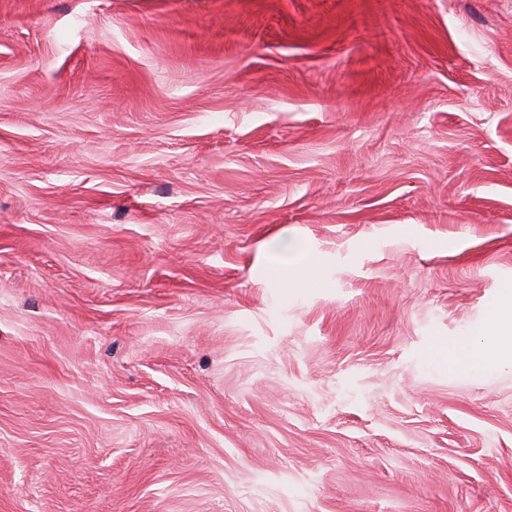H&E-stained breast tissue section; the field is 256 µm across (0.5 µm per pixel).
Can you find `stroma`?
Returning <instances> with one entry per match:
<instances>
[{"instance_id":"obj_1","label":"stroma","mask_w":512,"mask_h":512,"mask_svg":"<svg viewBox=\"0 0 512 512\" xmlns=\"http://www.w3.org/2000/svg\"><path fill=\"white\" fill-rule=\"evenodd\" d=\"M509 290L512 0H0V512H512ZM509 342L512 345V292L504 294L493 307L489 324L477 338L465 341L459 349L478 357H492Z\"/></svg>"}]
</instances>
